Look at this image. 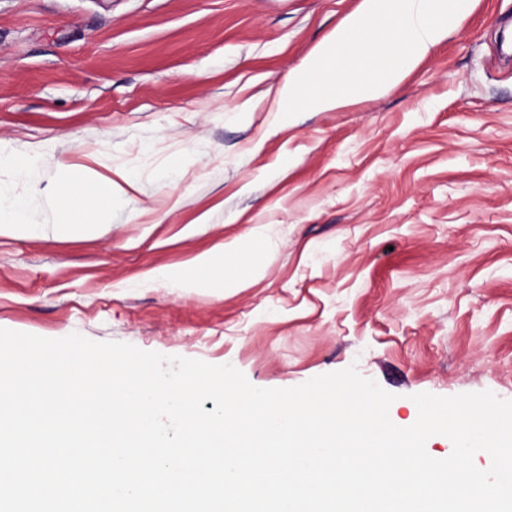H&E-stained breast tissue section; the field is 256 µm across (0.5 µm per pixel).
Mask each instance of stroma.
Segmentation results:
<instances>
[{
    "label": "stroma",
    "instance_id": "stroma-1",
    "mask_svg": "<svg viewBox=\"0 0 512 512\" xmlns=\"http://www.w3.org/2000/svg\"><path fill=\"white\" fill-rule=\"evenodd\" d=\"M361 0H0V328L232 364L287 388L512 400V0H472L396 88L280 123L267 92ZM136 187L63 235L58 181ZM208 253L240 288L149 281ZM263 264L254 277L247 261ZM41 229L36 224H26L23 219V204L14 201L6 219L0 214V235L39 237Z\"/></svg>",
    "mask_w": 512,
    "mask_h": 512
}]
</instances>
